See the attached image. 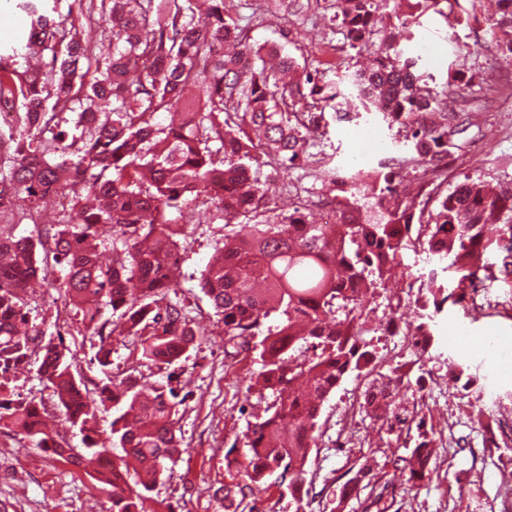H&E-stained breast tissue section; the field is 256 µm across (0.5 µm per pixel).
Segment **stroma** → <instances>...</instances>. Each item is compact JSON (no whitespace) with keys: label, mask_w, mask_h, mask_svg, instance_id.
<instances>
[{"label":"stroma","mask_w":512,"mask_h":512,"mask_svg":"<svg viewBox=\"0 0 512 512\" xmlns=\"http://www.w3.org/2000/svg\"><path fill=\"white\" fill-rule=\"evenodd\" d=\"M230 12L249 16L250 34L259 43L280 40L288 31V16L273 13L267 0H225ZM298 40L311 59L328 61L325 45L330 23L321 12H311L299 23ZM470 47L468 64L480 75L512 82V61L476 48L472 30L449 29L443 18L428 14L411 39L401 41L405 55L418 57L423 72L441 75L455 64L459 50ZM463 137L466 153L454 162L459 175L512 183V110L491 107L470 115ZM368 128L383 144L395 146L402 138L376 115L365 114L350 122L330 123L318 148L330 167L347 173L351 167L370 171L381 161L374 155L356 161L355 133ZM271 179L276 187L278 211L297 202L314 204L323 193L320 174L308 167L278 169ZM186 242L181 250L180 279L190 315L205 335L187 361L159 368L139 361L130 347L115 344L113 374H130L140 388L168 380L185 395L181 420V452L147 501V512H367L371 489L383 491L387 512H512V275L488 283L477 295L457 305H445L430 323L431 342L417 354L410 339L384 332L371 335L375 349L372 374H349L325 399L317 423V445L306 466L300 497H292L277 476L260 486L247 487L238 473L247 448L244 433L263 417L273 398L257 382L261 369L256 351L230 359L224 355V325L209 297L199 288L201 271L216 255L225 235L218 213L201 215L189 206L175 214ZM422 252L405 251L385 290L369 306V321L379 324L396 317L398 325L413 319L408 294L412 275L428 271ZM32 314L58 322L70 350L74 369L89 389L107 382V374L90 366L94 353L90 337L77 331L58 291L33 280ZM401 298L398 311L388 301ZM455 330L470 336H491L490 350L461 349L448 341ZM401 377L396 398L400 418H424L437 452L431 481L409 486L395 470L396 450L414 447L417 432L390 428L385 418H369L362 411L372 379ZM0 461L11 464L0 476V512H110L109 487L93 479L87 468L74 467L35 448L14 431L0 428ZM370 472L371 489L341 498V486L359 469ZM242 485L233 510H225L226 488Z\"/></svg>","instance_id":"stroma-1"}]
</instances>
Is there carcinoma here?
I'll return each mask as SVG.
<instances>
[{
	"instance_id": "carcinoma-1",
	"label": "carcinoma",
	"mask_w": 512,
	"mask_h": 512,
	"mask_svg": "<svg viewBox=\"0 0 512 512\" xmlns=\"http://www.w3.org/2000/svg\"><path fill=\"white\" fill-rule=\"evenodd\" d=\"M47 0H18L30 19L21 50L0 51V99L19 107L0 126V427L74 465L96 466L97 482L111 488L112 512H146L165 462L179 453V397L171 383L142 392L132 376L108 373L114 342L132 338L139 360L162 367L188 360L200 328L179 296L177 250L182 225L170 214L190 204L215 208L233 244L200 273V287L224 322V349L254 345L259 377L276 393L265 416L246 433V477L280 472L300 493L315 425L325 398L351 372H371L366 310L403 250L420 248L439 263L413 279L414 320L405 326L415 348L430 341L429 306L441 311L493 276L487 256L512 254V192L481 177L458 179L451 164L463 147L454 140L469 121L459 103L473 86L488 97L503 86L469 67L470 51L437 81L402 58L398 38L430 12L457 24L479 22L471 9L448 0H294L293 12L331 13L337 51L375 55L370 69L323 79L300 45V56L278 43H257L249 23L224 10V0H68L66 13ZM486 19V48L512 57V0H495ZM242 56L250 67L239 65ZM376 112L403 134V150L377 170L342 175L325 171L340 233L331 240L308 209L272 207L275 190L264 168L310 162L309 148L350 112ZM179 112L181 122L159 116ZM61 207L54 232L15 236L49 198ZM79 210L81 223L68 212ZM246 223L235 224L240 218ZM112 228L101 259L100 227ZM64 273L63 278L55 272ZM56 288L84 334L99 337L90 363L108 383L93 397L75 376L61 331L29 322V283L37 276ZM117 316L116 320L105 313ZM276 326L264 327L271 315ZM21 366L51 392L54 405L82 434L83 452L61 442L44 423L43 401L14 397L10 373ZM394 380H373L366 415H390ZM123 402L133 413L112 421L101 438L96 409ZM393 460L407 482L431 479V441ZM124 455L116 456L112 448Z\"/></svg>"
}]
</instances>
